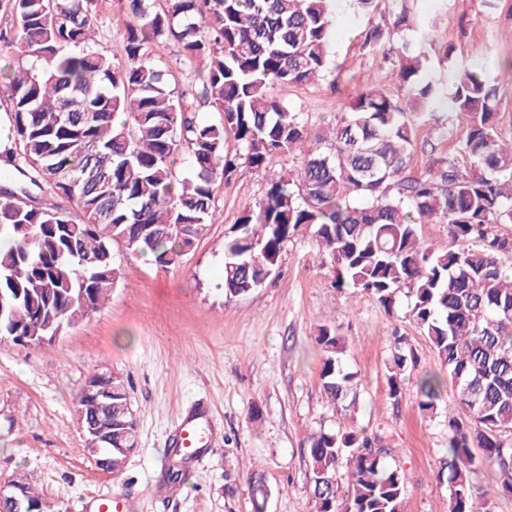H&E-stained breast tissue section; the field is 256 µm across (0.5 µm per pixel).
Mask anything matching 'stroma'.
I'll return each instance as SVG.
<instances>
[{
	"label": "stroma",
	"instance_id": "obj_1",
	"mask_svg": "<svg viewBox=\"0 0 512 512\" xmlns=\"http://www.w3.org/2000/svg\"><path fill=\"white\" fill-rule=\"evenodd\" d=\"M95 4V48L121 63L125 0ZM403 9L429 20L419 46L437 81L450 84L461 66L482 68L496 80L504 103L498 132L512 145V77L497 67L512 59V0H379L368 15L338 8L328 69L308 85L276 86L274 96L323 134L363 85L399 94L389 65L364 48L363 36ZM451 44L464 45L465 54L445 59ZM150 52L199 119L218 121L202 104L201 73L183 64L177 42L157 40ZM453 152V139L420 123L409 169L420 175L430 157ZM265 188L263 172L240 167L230 182L215 183V219L178 265L161 267L115 246L120 282L104 306L53 344L0 341V484L25 473L54 512H86L99 493L112 494L120 512H251L248 479L257 473L266 512H311L308 436L362 429L380 436L404 472L406 512H448V485L438 473L456 391L444 383L436 412L420 410L419 379L439 371L440 361L405 305L389 316L371 294L337 287L309 227L286 241L271 284L225 298L224 242ZM322 324L347 343L358 374L356 407L331 401L322 388L316 341ZM399 336L418 365L403 375L396 401L387 374ZM98 371L124 381L136 416L137 447L117 478L83 454L75 413L78 393ZM201 406L211 407L217 432L191 460L174 453V435L182 416Z\"/></svg>",
	"mask_w": 512,
	"mask_h": 512
}]
</instances>
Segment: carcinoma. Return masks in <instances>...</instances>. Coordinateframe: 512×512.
<instances>
[{"mask_svg":"<svg viewBox=\"0 0 512 512\" xmlns=\"http://www.w3.org/2000/svg\"><path fill=\"white\" fill-rule=\"evenodd\" d=\"M126 2L125 60L116 65L90 46L94 0H5L13 33L0 35V51L41 65L0 72L11 131L0 147V339L53 336L103 306L120 277L115 244L162 267L178 263L214 219L215 181L297 152L296 176L270 175L224 242L225 297L267 284L283 244L307 226L337 287L369 292L388 315L406 298L442 366L421 377L419 408L437 410L446 379L457 393L447 421L448 512H490L473 491L477 464H495L512 493V277L503 269L512 237L502 232L512 224V146L496 135L497 85L482 68L460 67L447 90L417 50L425 21L410 22L404 10L392 30L374 25L363 41L397 68L402 96L367 86L315 134L272 89L311 83L327 69L335 0ZM158 39L179 43L183 64L206 73L202 97L219 121L197 120L174 94L150 56ZM448 101L442 134L455 138L456 154L430 159L414 176L417 121ZM181 148L192 168L183 178L173 168ZM35 189L67 199L78 214L39 201ZM423 224L448 225V242L427 244ZM317 342L324 391L355 405L342 337L321 325ZM416 365L412 350L397 347L390 397ZM126 394L114 376L112 395L83 389L75 401L83 428L112 424V452L98 457L115 476L136 445ZM308 443L314 512H404L406 477L387 461L381 437L321 429ZM15 482L53 512L26 476Z\"/></svg>","mask_w":512,"mask_h":512,"instance_id":"carcinoma-1","label":"carcinoma"}]
</instances>
